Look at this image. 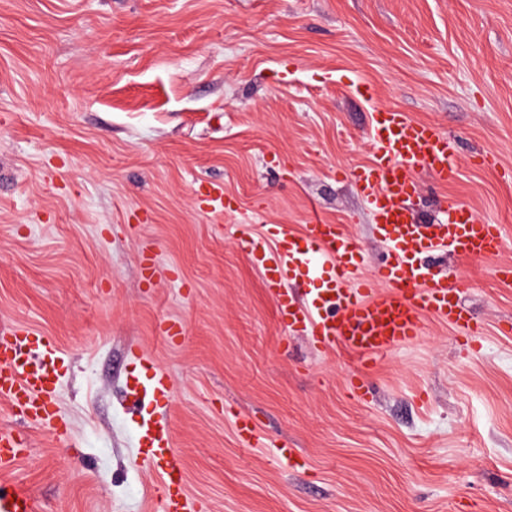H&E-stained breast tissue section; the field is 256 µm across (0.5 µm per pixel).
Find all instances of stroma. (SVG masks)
I'll return each instance as SVG.
<instances>
[{
    "label": "stroma",
    "instance_id": "obj_1",
    "mask_svg": "<svg viewBox=\"0 0 512 512\" xmlns=\"http://www.w3.org/2000/svg\"><path fill=\"white\" fill-rule=\"evenodd\" d=\"M372 85V98L352 84ZM438 124L458 178L421 174L433 220L463 203L501 225L500 261L438 256L483 325L427 317L375 365L314 351L280 324L241 232L311 214L387 253L350 171L376 108ZM491 152L493 167L474 165ZM236 210L204 214L199 183ZM168 275L150 286L140 254ZM512 0H0V326L49 337L64 361L63 437L28 440L5 478L41 512H159L142 416L125 398L152 359L207 512H512ZM180 319L167 344L160 321ZM361 375L359 399L346 380ZM305 457L242 450L233 416ZM264 445L273 448L279 460L286 464L291 470L298 471L305 467L306 464L297 449L288 448L287 443L267 439Z\"/></svg>",
    "mask_w": 512,
    "mask_h": 512
}]
</instances>
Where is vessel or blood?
<instances>
[{"label": "vessel or blood", "instance_id": "obj_1", "mask_svg": "<svg viewBox=\"0 0 512 512\" xmlns=\"http://www.w3.org/2000/svg\"><path fill=\"white\" fill-rule=\"evenodd\" d=\"M369 142L370 160L352 178L389 253L371 275L361 272L359 241L317 215L299 233L276 224L239 239L282 324L307 335L319 351L341 349L363 365L416 341L429 315L462 330L466 339L480 336L483 328L463 302L459 285L452 274L437 271L432 258L441 252L460 259L495 258L506 244L500 225L458 203L431 222L419 220L411 207L421 172L443 183L457 178L452 138L436 124L381 108L372 116ZM299 282L307 286L300 298L292 290ZM58 374L57 349L47 337L23 329L0 334V399L14 417L36 421L59 437L65 429L52 406ZM172 388L170 375L157 368L148 387L130 389V396L148 398L139 445L155 466L161 512H202V503L188 493L166 422ZM234 429L241 445H258L261 432L251 417L235 415ZM24 454L17 432L1 427L0 472L11 470ZM0 512H39V506L29 492L1 487Z\"/></svg>", "mask_w": 512, "mask_h": 512}]
</instances>
